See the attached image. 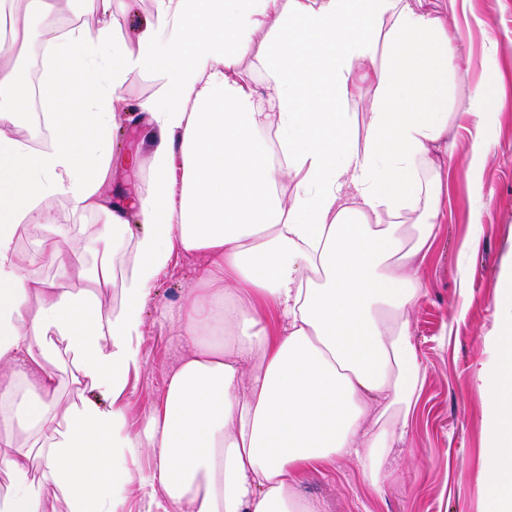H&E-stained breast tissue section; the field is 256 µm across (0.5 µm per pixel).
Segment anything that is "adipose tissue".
Instances as JSON below:
<instances>
[{
    "label": "adipose tissue",
    "mask_w": 512,
    "mask_h": 512,
    "mask_svg": "<svg viewBox=\"0 0 512 512\" xmlns=\"http://www.w3.org/2000/svg\"><path fill=\"white\" fill-rule=\"evenodd\" d=\"M114 2L84 0L98 23L46 40L47 147L17 135L30 88L0 60V512L51 501L124 512L134 487L146 512H321L297 494L300 475L343 456L383 484L422 385L409 314L442 216L447 15L433 0H154L130 47ZM57 10L0 0V43ZM251 57L272 111L238 71ZM145 69L159 81L137 105L152 187L117 199L112 174L135 160L107 141L129 75ZM364 89L361 134L346 105ZM50 195L104 224L69 235L43 208ZM133 219L145 230L131 239ZM31 224L57 279L20 258L15 236ZM87 249L98 265L84 264ZM178 253L205 255L203 285L160 309L182 353L131 431L123 398L142 366L144 311ZM115 285L120 300L105 306ZM493 348L476 371L489 400L484 488L490 512H512V277ZM65 357L110 404L63 401ZM144 455L150 467L132 473Z\"/></svg>",
    "instance_id": "adipose-tissue-1"
}]
</instances>
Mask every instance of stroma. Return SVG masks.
Returning <instances> with one entry per match:
<instances>
[{
	"instance_id": "35a3bbf8",
	"label": "stroma",
	"mask_w": 512,
	"mask_h": 512,
	"mask_svg": "<svg viewBox=\"0 0 512 512\" xmlns=\"http://www.w3.org/2000/svg\"><path fill=\"white\" fill-rule=\"evenodd\" d=\"M448 53V152L442 162L444 215L420 268L422 295L411 313L413 342L423 370L410 431L388 464L389 478L374 489L356 459L339 457L305 470L298 491L324 512H489L481 464L488 399L474 381L492 359L487 341L497 329L496 299L512 271V0H469L455 19ZM151 71L131 74L126 112L112 130L115 153L138 155L135 172L118 171V186L150 188V134L134 106L152 96ZM481 97L500 110L483 130L481 146L468 132L460 103ZM206 263L200 254L177 255L154 287L144 314L143 365L129 379L124 405L130 429H139L161 394L180 352L179 329L158 304H185Z\"/></svg>"
}]
</instances>
